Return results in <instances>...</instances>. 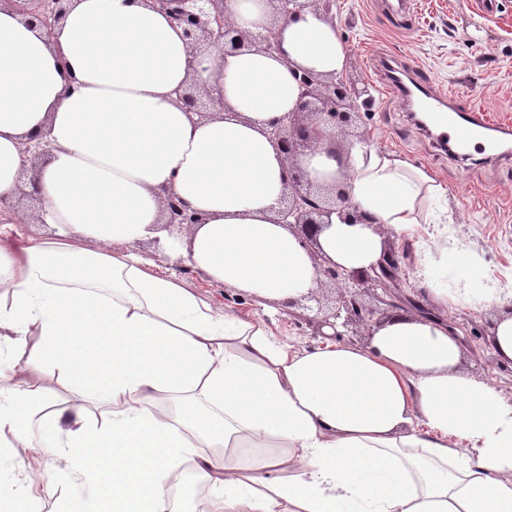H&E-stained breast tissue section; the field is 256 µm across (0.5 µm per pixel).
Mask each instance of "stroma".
Here are the masks:
<instances>
[{
	"mask_svg": "<svg viewBox=\"0 0 512 512\" xmlns=\"http://www.w3.org/2000/svg\"><path fill=\"white\" fill-rule=\"evenodd\" d=\"M474 0H411V21L397 28L379 0H335L332 14L349 49L345 73L365 83L370 109L360 118L366 143L423 169L443 189L448 209L444 224H418L390 235L403 252V283L421 308L437 310L432 283L423 273L456 269L464 254L475 261L466 269L469 288L489 283L512 289V159H500L501 144H481L457 157L416 128L405 102L389 91L379 63L391 60L411 71L426 72L435 88L456 93L481 108L490 119L512 118V0H497L492 13L473 7ZM185 287L206 299L225 301L245 318L267 322L277 335L300 348L316 342L310 328L286 312H270L240 290L211 283L203 275H183ZM498 308L493 304H459L447 315L467 329L462 370L494 381L512 396V364L488 361L482 352Z\"/></svg>",
	"mask_w": 512,
	"mask_h": 512,
	"instance_id": "stroma-1",
	"label": "stroma"
}]
</instances>
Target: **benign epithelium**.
<instances>
[{
	"instance_id": "obj_1",
	"label": "benign epithelium",
	"mask_w": 512,
	"mask_h": 512,
	"mask_svg": "<svg viewBox=\"0 0 512 512\" xmlns=\"http://www.w3.org/2000/svg\"><path fill=\"white\" fill-rule=\"evenodd\" d=\"M16 6L50 32L65 16L68 0H0ZM169 7L171 20L184 27L193 45H224V54L261 51L270 56L280 53L276 27L281 21L292 20L306 9L322 11L331 16V0H269L271 17L264 32L253 34L231 22L226 16L224 0H158ZM298 88L297 108L270 123L267 135L288 165V179L279 201L278 216L295 235L299 244L311 255L320 279L338 287L332 305H323L310 291L289 305L312 311L305 318L313 335L327 337L323 328L333 330L332 337L374 329L396 313L414 306L410 295L401 287V256L384 250L379 261L362 271H348L322 257L318 235L329 223L332 214L362 222L364 217L351 211L344 184L311 180L301 166L300 158L315 151L323 142L336 156L339 166H345L346 149L336 144V134L363 140L354 132L361 110L371 101L368 87L356 79L340 74H318L298 68L294 71ZM164 227L182 228L198 223V217L176 196L169 194L163 201ZM376 291L378 306L366 305L362 290Z\"/></svg>"
}]
</instances>
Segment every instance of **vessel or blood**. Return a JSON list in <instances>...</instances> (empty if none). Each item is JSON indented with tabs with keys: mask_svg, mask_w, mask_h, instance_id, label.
Returning <instances> with one entry per match:
<instances>
[{
	"mask_svg": "<svg viewBox=\"0 0 512 512\" xmlns=\"http://www.w3.org/2000/svg\"><path fill=\"white\" fill-rule=\"evenodd\" d=\"M388 84L398 97L413 98L414 111L431 113L435 128L456 148H468L485 130L504 135L512 131V125L492 122L481 111L463 107L459 98L437 91L427 80H412L404 72Z\"/></svg>",
	"mask_w": 512,
	"mask_h": 512,
	"instance_id": "vessel-or-blood-1",
	"label": "vessel or blood"
}]
</instances>
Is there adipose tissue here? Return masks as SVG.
Here are the masks:
<instances>
[{
	"mask_svg": "<svg viewBox=\"0 0 512 512\" xmlns=\"http://www.w3.org/2000/svg\"><path fill=\"white\" fill-rule=\"evenodd\" d=\"M277 31L280 58L228 56L194 51L153 0H71L50 35L0 5V195L21 184L24 140L50 147L43 232L0 219V460L53 456L64 512H179L168 480L185 464L207 512H512V400L461 370L447 321L399 315L366 347L299 348L171 273L183 261L283 306L317 286L276 219L285 163L265 130L298 104L291 67L336 74L348 49L315 10ZM190 85L220 89L211 119L186 108ZM301 164L374 219L320 232L347 269L375 264L440 192L359 144L347 169L323 147ZM170 193L200 224L162 229ZM460 297L501 305L488 347L512 363L501 289L436 291Z\"/></svg>",
	"mask_w": 512,
	"mask_h": 512,
	"instance_id": "ef3b65f1",
	"label": "adipose tissue"
}]
</instances>
